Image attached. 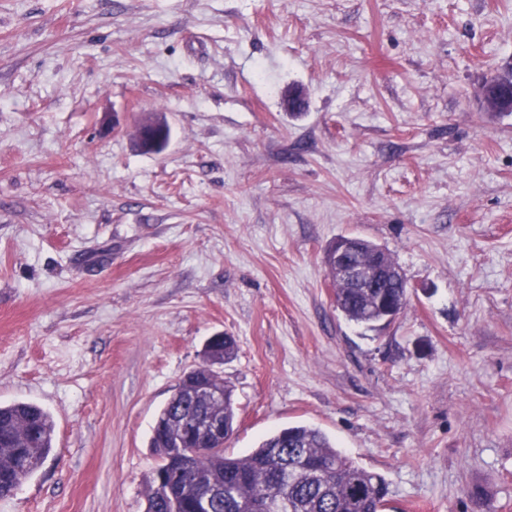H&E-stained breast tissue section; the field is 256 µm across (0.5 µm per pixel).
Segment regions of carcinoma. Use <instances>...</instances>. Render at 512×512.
Here are the masks:
<instances>
[{"label":"carcinoma","instance_id":"obj_1","mask_svg":"<svg viewBox=\"0 0 512 512\" xmlns=\"http://www.w3.org/2000/svg\"><path fill=\"white\" fill-rule=\"evenodd\" d=\"M386 287L373 291L350 288L331 272L334 302L348 320L376 325L391 303L407 304L406 279L385 256ZM196 376L224 387V403H210L182 389L160 410L150 447L161 458L160 479L147 480L145 512H195L196 494L210 481L224 482V501L214 512H268L288 503V512H381L390 493L385 478L345 455L317 428L293 426L261 441L242 457H228L210 444L202 449L179 434L178 415L224 416L227 434L234 432L233 390L217 375ZM54 422L37 404H0V497L12 494L33 475L53 448Z\"/></svg>","mask_w":512,"mask_h":512}]
</instances>
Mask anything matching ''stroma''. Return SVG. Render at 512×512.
<instances>
[{"instance_id":"35a3bbf8","label":"stroma","mask_w":512,"mask_h":512,"mask_svg":"<svg viewBox=\"0 0 512 512\" xmlns=\"http://www.w3.org/2000/svg\"><path fill=\"white\" fill-rule=\"evenodd\" d=\"M510 70L512 0H0V403L55 422L0 512H145L217 334L226 455L307 425L382 512H512ZM341 236L407 278L390 323L337 310Z\"/></svg>"}]
</instances>
